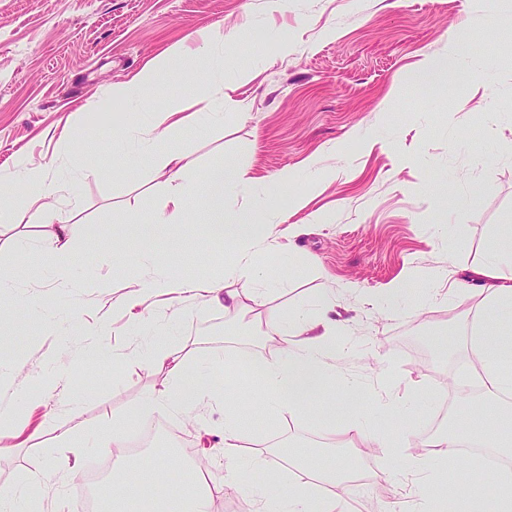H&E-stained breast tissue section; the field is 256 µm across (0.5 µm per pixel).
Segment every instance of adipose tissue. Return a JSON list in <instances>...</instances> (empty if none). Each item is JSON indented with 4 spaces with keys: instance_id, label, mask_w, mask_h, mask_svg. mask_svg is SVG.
Segmentation results:
<instances>
[{
    "instance_id": "obj_1",
    "label": "adipose tissue",
    "mask_w": 512,
    "mask_h": 512,
    "mask_svg": "<svg viewBox=\"0 0 512 512\" xmlns=\"http://www.w3.org/2000/svg\"><path fill=\"white\" fill-rule=\"evenodd\" d=\"M184 47L174 46L143 67L130 80L114 88V95L135 102L143 110V120L127 127L122 134L130 150L152 156L159 165L168 191L153 216L154 223L178 227L187 222L189 201L195 195L187 181V167L171 143L176 134L192 124L222 122L223 106L208 90L222 81L220 72L211 70L203 81H191L184 94L165 104H150V89L169 72L172 63L182 57ZM18 184L0 181V223L50 225L56 243L53 274L57 287L71 285L70 262L74 244L87 234L86 225L74 222L72 215L56 207L62 188L60 172L49 165H32L25 160L15 164ZM251 182L246 168L219 166L205 176L206 212L211 239L229 244L236 251L234 262L225 268L223 278L207 277L187 280L168 272H159L138 280L132 291L121 298L119 308L133 326L152 329L145 350L129 354L100 345L96 359L113 366L135 362L165 373L159 390L145 396L133 410V420L143 422L176 414L188 423L199 420L201 405L223 404L224 383L218 372L221 361L208 364L211 376L205 385H193L200 364L195 358L181 355L168 339L165 328L154 325L149 299L159 295H178L184 300H199L212 308L255 311L254 326L261 339L247 359L262 379L261 403L292 417H306L315 409L317 398L335 392L336 337L345 326L333 318L334 294L319 291L309 310L283 312L270 306L265 287L255 288L248 297L226 291L224 277L258 278L264 246L252 231L247 213H231L224 207L229 189L245 187ZM451 293L476 294L489 320H476L466 343V353L478 364L483 388L480 404L470 406L455 417L448 434L432 438L431 452L425 461L410 460L408 471L426 476L429 491L412 501L409 512H459L447 493L448 463L457 459L461 444L486 448L503 458H512V225L504 224L490 240L487 259L469 268L465 277L454 281ZM266 450L252 456V463L263 469L264 481L256 498L255 512H344L335 498H324L319 488L335 483L337 475L350 474L348 462L324 463L323 452L303 450L289 458L298 469V480L284 478L279 471L267 468ZM200 468L180 470L178 494L142 499L140 512H211L213 496L209 485L200 477ZM470 512H512V469L504 467L490 472L479 484L470 500Z\"/></svg>"
}]
</instances>
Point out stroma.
I'll return each mask as SVG.
<instances>
[{"instance_id": "1", "label": "stroma", "mask_w": 512, "mask_h": 512, "mask_svg": "<svg viewBox=\"0 0 512 512\" xmlns=\"http://www.w3.org/2000/svg\"><path fill=\"white\" fill-rule=\"evenodd\" d=\"M486 0H285L270 11L267 0H0V179L17 159L66 167L58 149L61 133L79 129L74 145L94 168L93 177L69 184L82 204L76 221L91 237L76 245L74 279H109V294L51 288L50 229L38 224L0 227V272H14L13 309L0 314V334L21 350L25 365L0 391V416L29 417L35 434L23 447L0 456V490L19 485L31 472L45 474L33 492L42 512H75L71 493L82 474L116 449L83 448L78 472L52 469L49 435L41 413L23 400L52 376L61 383L48 407L64 417L61 396H84L82 420L95 430L126 418L163 373L128 364L106 370L87 356L91 337L83 323H104L112 347L131 351L128 317L115 307L140 276L135 259L150 245L158 270L194 278L224 268L230 249L207 235L206 214L191 202L179 228L153 223L166 192L149 157H122L114 131L135 121V107L113 96L130 79L177 43H191L197 30L215 26L230 34L224 49V124L190 126L177 137L201 183L216 165L247 167L251 185L224 198L227 211L252 213L255 235L269 247L264 276L274 288L272 304L304 307L320 289L336 293V311L351 321L337 337L345 353L340 367L372 390L388 387L407 417L400 429L372 420L375 448L337 449V458L368 469L365 484L323 488L350 512H400L412 481L396 476L398 459L385 445L422 457V442L444 388L466 358L460 350L440 355L436 343L464 339L483 314L479 296L448 298L446 282L429 280L431 268L447 279L484 262L489 239L512 225V51L498 30L488 28ZM464 32L467 59L433 87L417 83L429 58L443 55L448 39ZM295 50L284 55L283 43ZM254 77L238 81L239 65ZM100 103L87 114L88 100ZM295 173L275 184L282 170ZM467 194L468 206L454 195ZM137 230H130V222ZM113 261L102 266L98 249ZM405 282L407 298L379 311L369 295ZM161 320L178 324L174 343L195 356L219 358L229 383L228 399L258 390L260 379L244 352L258 346L247 319L198 301L159 299ZM246 434L241 459L231 464L219 446L224 409L203 412V432L181 419L157 435L139 455L177 444L182 460L205 459L206 479L218 486L212 512H252L256 484L252 448L294 444L317 448L330 442L326 415L277 417L264 404L243 408ZM234 488H225V481Z\"/></svg>"}]
</instances>
